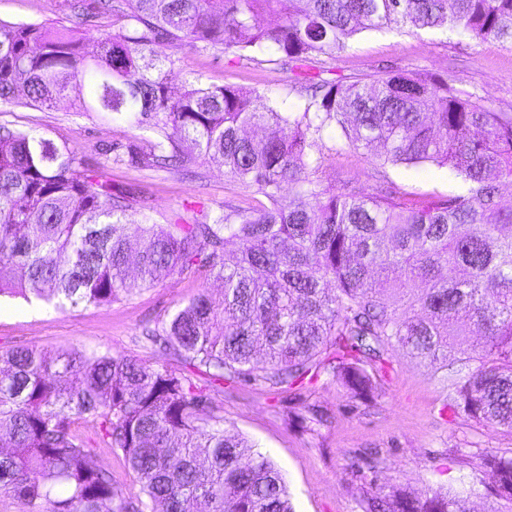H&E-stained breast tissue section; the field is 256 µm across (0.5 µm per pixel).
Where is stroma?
Returning a JSON list of instances; mask_svg holds the SVG:
<instances>
[{"instance_id":"35a3bbf8","label":"stroma","mask_w":512,"mask_h":512,"mask_svg":"<svg viewBox=\"0 0 512 512\" xmlns=\"http://www.w3.org/2000/svg\"><path fill=\"white\" fill-rule=\"evenodd\" d=\"M0 20L73 26L58 0H0ZM178 79L201 77L208 84L257 88L282 111H298L305 101L300 83L282 55L261 63L239 59L236 52L200 50L180 42L166 44ZM403 70L447 77L458 90L476 94L482 105L512 113V45L480 41L458 32H423L394 24L365 31L335 59L311 64L310 75L325 81L367 82ZM0 125L26 129L72 149L79 161L102 166L114 189L132 190L140 207L128 213L130 223L143 218L164 224L174 219L191 224L220 211L244 195L223 166L205 167V179L194 171L137 168L113 162L104 151L148 137L125 116L104 112L78 114L67 106L42 110L21 104L0 108ZM321 183L338 193L369 195L385 189L410 200L445 197L462 191L448 168L425 165L408 169L383 161L375 151L349 146L335 134L319 144ZM199 281L166 279L152 288H137L103 306L59 309L21 298L0 299V349L32 346L46 355L78 347L163 361L161 352L143 346L144 326L155 325L184 299L196 294ZM374 403L355 401L340 383L320 378L303 385L299 399L263 386L238 384L213 391L227 423L267 454L279 467L295 512H362L364 494L397 483L416 495L441 489L468 498L471 512H512V505L486 490L490 476L476 478L473 466L486 451L512 453V431L487 428L462 413L443 411L447 382L426 363L393 349L390 364L377 378ZM313 404L326 415L320 424L300 425L301 404ZM370 452L377 470L352 466L354 456Z\"/></svg>"}]
</instances>
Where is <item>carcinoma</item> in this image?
<instances>
[{
  "label": "carcinoma",
  "instance_id": "cac0c4a2",
  "mask_svg": "<svg viewBox=\"0 0 512 512\" xmlns=\"http://www.w3.org/2000/svg\"><path fill=\"white\" fill-rule=\"evenodd\" d=\"M78 26L0 21V106L123 114L153 136L127 151L151 169L224 166L257 206L197 224L127 223L141 204L67 147L0 126V297L106 305L136 277L215 278L143 333L170 362L107 350H0V492L19 512H294L280 469L234 426L191 368L219 383L286 393L321 373L369 404L397 347L448 370V410L512 431V114L492 112L442 76L388 73L315 84L298 112L256 88L186 80L172 90L163 46L236 50L304 66L333 59L364 30L400 23L512 44V0H62ZM102 12L116 28L85 46ZM279 21L264 23V16ZM273 125L255 138L247 129ZM336 131L392 165L448 167L464 192L407 204L323 187L314 149ZM134 233H129V230ZM236 245L233 252L227 246ZM475 332L479 341L461 339ZM92 417L98 437L75 424ZM123 455L140 495L122 497L98 450ZM477 471L512 503V456ZM363 512H471L458 493L393 484Z\"/></svg>",
  "mask_w": 512,
  "mask_h": 512
}]
</instances>
